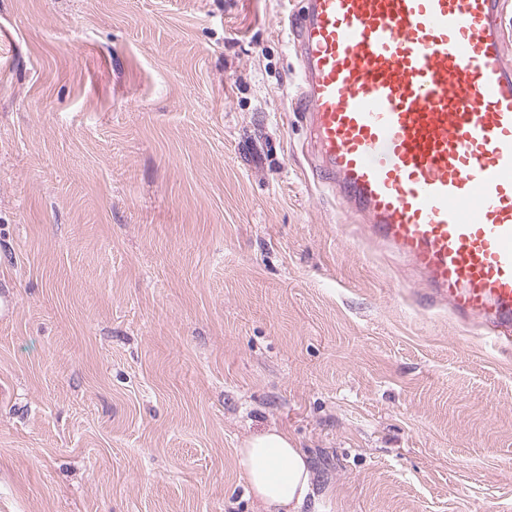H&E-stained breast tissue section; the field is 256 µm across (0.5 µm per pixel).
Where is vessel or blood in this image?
<instances>
[{"instance_id": "vessel-or-blood-1", "label": "vessel or blood", "mask_w": 512, "mask_h": 512, "mask_svg": "<svg viewBox=\"0 0 512 512\" xmlns=\"http://www.w3.org/2000/svg\"><path fill=\"white\" fill-rule=\"evenodd\" d=\"M507 0H307L289 19L312 163L422 293L512 342Z\"/></svg>"}]
</instances>
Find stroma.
I'll use <instances>...</instances> for the list:
<instances>
[{
	"mask_svg": "<svg viewBox=\"0 0 512 512\" xmlns=\"http://www.w3.org/2000/svg\"><path fill=\"white\" fill-rule=\"evenodd\" d=\"M304 0H0V512H512V345L309 164ZM236 463L252 498L265 512H300L312 494L313 472L305 453L288 433L272 428L236 448Z\"/></svg>",
	"mask_w": 512,
	"mask_h": 512,
	"instance_id": "obj_1",
	"label": "stroma"
}]
</instances>
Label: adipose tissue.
Returning a JSON list of instances; mask_svg holds the SVG:
<instances>
[{"instance_id": "obj_1", "label": "adipose tissue", "mask_w": 512, "mask_h": 512, "mask_svg": "<svg viewBox=\"0 0 512 512\" xmlns=\"http://www.w3.org/2000/svg\"><path fill=\"white\" fill-rule=\"evenodd\" d=\"M252 498L266 512H299L312 492L313 472L305 453L282 430L250 436L235 452Z\"/></svg>"}]
</instances>
